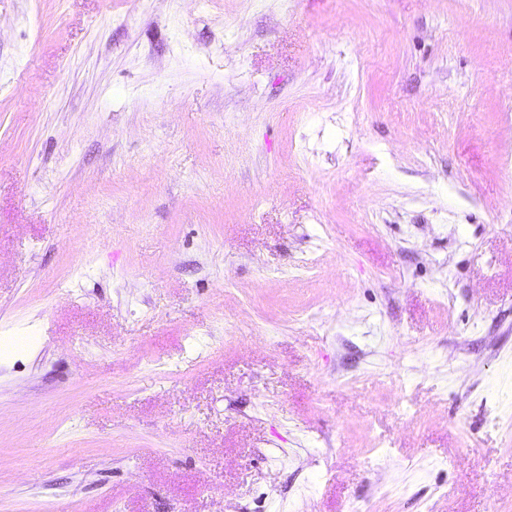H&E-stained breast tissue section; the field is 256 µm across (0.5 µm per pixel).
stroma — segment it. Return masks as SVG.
Listing matches in <instances>:
<instances>
[{"label":"stroma","instance_id":"obj_1","mask_svg":"<svg viewBox=\"0 0 512 512\" xmlns=\"http://www.w3.org/2000/svg\"><path fill=\"white\" fill-rule=\"evenodd\" d=\"M512 0H0V512H512Z\"/></svg>","mask_w":512,"mask_h":512}]
</instances>
